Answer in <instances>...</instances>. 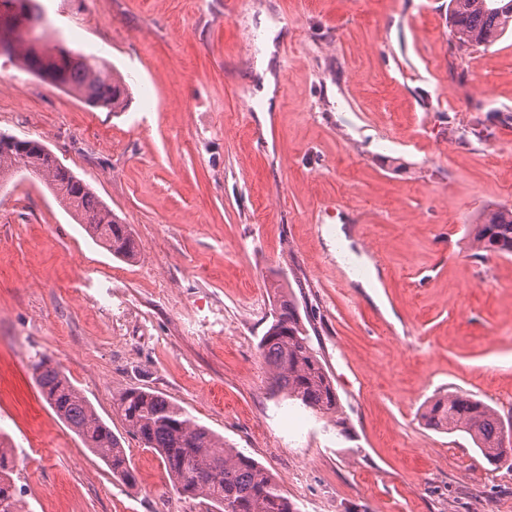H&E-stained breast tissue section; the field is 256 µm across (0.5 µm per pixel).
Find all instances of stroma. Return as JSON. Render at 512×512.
I'll return each instance as SVG.
<instances>
[{
  "mask_svg": "<svg viewBox=\"0 0 512 512\" xmlns=\"http://www.w3.org/2000/svg\"><path fill=\"white\" fill-rule=\"evenodd\" d=\"M224 2L40 0L49 33L126 77L122 112L0 54V131L44 144L139 246L112 256L40 181L0 192V433L28 512H207L128 434L113 398L131 387L255 459L299 512H512V456L421 420L462 392L512 432V257L474 261L467 235L512 208V163L490 157L512 150V34L453 51L448 0ZM340 230L378 288L337 261ZM276 281L300 284L345 427L269 387ZM42 359L122 438L136 487L49 408Z\"/></svg>",
  "mask_w": 512,
  "mask_h": 512,
  "instance_id": "1",
  "label": "stroma"
}]
</instances>
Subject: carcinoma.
Instances as JSON below:
<instances>
[{
  "label": "carcinoma",
  "instance_id": "obj_1",
  "mask_svg": "<svg viewBox=\"0 0 512 512\" xmlns=\"http://www.w3.org/2000/svg\"><path fill=\"white\" fill-rule=\"evenodd\" d=\"M20 4L33 25L17 31L19 48L10 51L38 78L77 97L92 108L122 112L131 92L124 78L95 55L63 47L36 29L40 20L37 0H0ZM451 43L459 50L490 46L512 31V0H448ZM54 191L86 234L112 255L133 261L138 245L130 225L122 224L88 184L43 151L20 154L0 143V176L22 165ZM472 256H512V209L500 207L470 225ZM273 288L272 321L259 342L269 367L270 388L313 411L336 415L344 424L341 404L325 363L311 343L310 330L300 315L292 291L283 284ZM35 379L45 402L83 445L129 487L137 478L121 439L102 419L70 379L58 368L40 360ZM128 432L144 447L155 451L170 478L173 490L200 499L216 512H297L267 469L224 438L200 424L187 411L151 389L130 388L113 398ZM430 429L467 436L489 462L497 463L512 452V438L488 403L470 394L433 398L422 413ZM22 499L13 485L3 443L0 442V512H23Z\"/></svg>",
  "mask_w": 512,
  "mask_h": 512
}]
</instances>
